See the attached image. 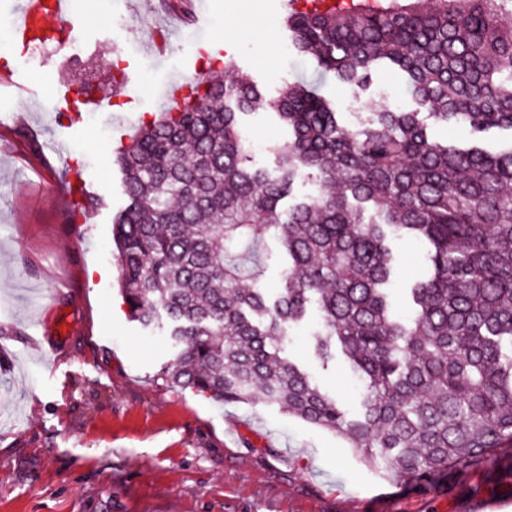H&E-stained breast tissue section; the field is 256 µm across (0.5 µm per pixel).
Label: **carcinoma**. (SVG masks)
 <instances>
[{
	"label": "carcinoma",
	"mask_w": 512,
	"mask_h": 512,
	"mask_svg": "<svg viewBox=\"0 0 512 512\" xmlns=\"http://www.w3.org/2000/svg\"><path fill=\"white\" fill-rule=\"evenodd\" d=\"M293 0L294 49L358 93L402 71L420 110L384 106L363 125L308 85L267 99L247 75L212 76L177 111L145 123L117 163L126 205L113 219L129 317L173 350L160 376L216 403L260 399L334 433L407 485L492 467L512 448V0ZM269 108L290 139L253 154L242 119ZM463 127L475 143L436 141ZM312 191L295 195L298 184ZM425 245L424 273L391 311L390 241ZM280 253L282 288L268 294ZM315 350L345 356L361 411L281 356L311 311Z\"/></svg>",
	"instance_id": "obj_1"
}]
</instances>
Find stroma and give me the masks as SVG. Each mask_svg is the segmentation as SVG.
I'll return each instance as SVG.
<instances>
[{"label": "stroma", "instance_id": "stroma-1", "mask_svg": "<svg viewBox=\"0 0 512 512\" xmlns=\"http://www.w3.org/2000/svg\"><path fill=\"white\" fill-rule=\"evenodd\" d=\"M287 0H72L65 45L10 38L0 49V512H512V455L460 468L425 489L388 481L335 434L264 403L218 405L172 388L160 334L142 330L118 293L112 220L124 202L116 158L143 123L174 107L170 84L248 73L269 95L295 81L335 99L350 121L385 106L416 109L394 70L360 96L297 55ZM165 53L150 47L153 29ZM122 86L113 89V75ZM83 76L97 121L66 110ZM82 180L88 201L69 184ZM315 323L281 342L349 409L344 363L322 369Z\"/></svg>", "mask_w": 512, "mask_h": 512}]
</instances>
